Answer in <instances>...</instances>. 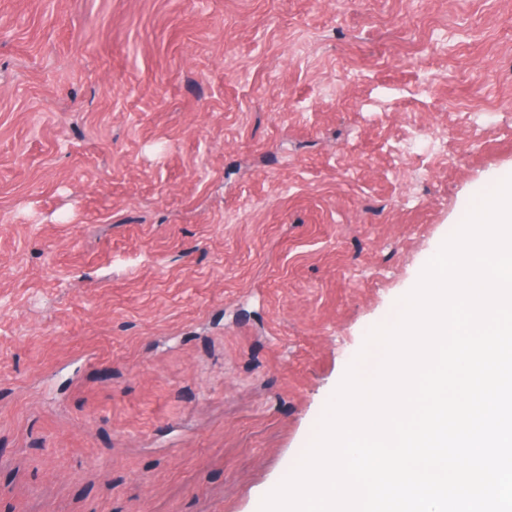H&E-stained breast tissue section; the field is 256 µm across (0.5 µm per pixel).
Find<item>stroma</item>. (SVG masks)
<instances>
[{
  "mask_svg": "<svg viewBox=\"0 0 512 512\" xmlns=\"http://www.w3.org/2000/svg\"><path fill=\"white\" fill-rule=\"evenodd\" d=\"M509 177L512 0H0V512H259Z\"/></svg>",
  "mask_w": 512,
  "mask_h": 512,
  "instance_id": "obj_1",
  "label": "stroma"
}]
</instances>
